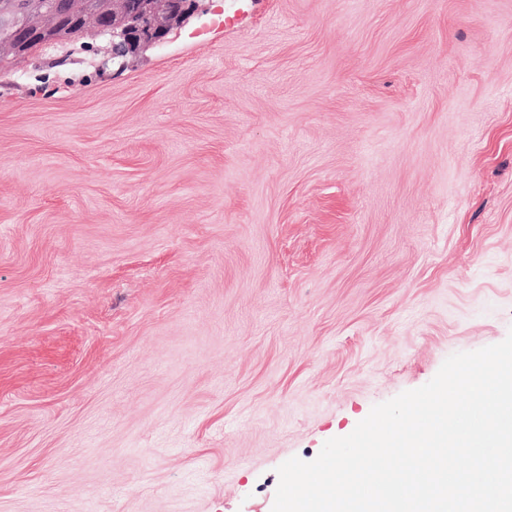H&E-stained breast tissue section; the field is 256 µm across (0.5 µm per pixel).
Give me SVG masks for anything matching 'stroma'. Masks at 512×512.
Returning <instances> with one entry per match:
<instances>
[{"label": "stroma", "mask_w": 512, "mask_h": 512, "mask_svg": "<svg viewBox=\"0 0 512 512\" xmlns=\"http://www.w3.org/2000/svg\"><path fill=\"white\" fill-rule=\"evenodd\" d=\"M512 332V0H200L0 61V512H272ZM55 1V0H46ZM62 11L65 0H57ZM78 1V2H76ZM112 7V24L99 23L96 17L77 16L80 0H72L64 9V15H70L71 21L67 28L73 37L82 35L91 30L98 34L112 37V51L115 58L124 57L127 53L141 46L164 42L171 29L167 28L165 18L174 17L184 22L192 16L197 8V0H110ZM181 22V23H182Z\"/></svg>", "instance_id": "1"}]
</instances>
